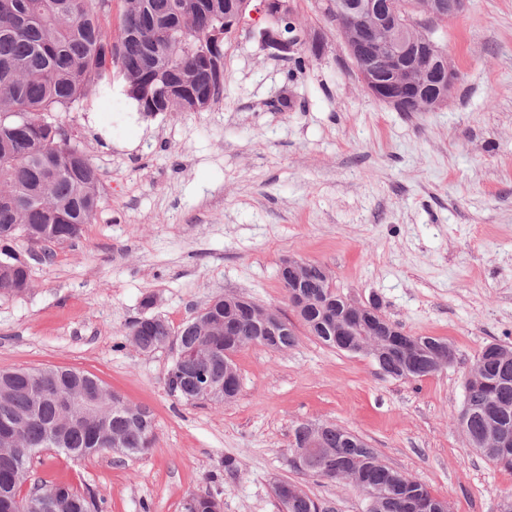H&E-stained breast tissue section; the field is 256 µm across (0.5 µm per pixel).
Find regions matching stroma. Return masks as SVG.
Instances as JSON below:
<instances>
[{
  "label": "stroma",
  "instance_id": "obj_1",
  "mask_svg": "<svg viewBox=\"0 0 512 512\" xmlns=\"http://www.w3.org/2000/svg\"><path fill=\"white\" fill-rule=\"evenodd\" d=\"M465 3L436 32L460 78L435 111L371 96L327 0H291L320 59L297 66L241 33L224 44V97L208 111L143 116L118 78L62 113L99 172L101 209L31 262L27 293L0 299V370L93 375L152 411L157 441L137 457L46 451L36 478L92 488L99 512H180L199 490L224 512H282L279 480L331 512H364L351 483L290 468L292 430L308 421L362 437L449 512H498L512 470L471 448L457 418L482 348L512 344V0ZM287 257L325 267L339 296L377 299L404 331L447 340L455 363L394 379L325 345L278 278ZM220 295L278 309L299 341L244 347L236 398L189 405L166 387L172 351L140 352L125 328L147 315L179 326Z\"/></svg>",
  "mask_w": 512,
  "mask_h": 512
}]
</instances>
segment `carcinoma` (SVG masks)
Segmentation results:
<instances>
[{"label": "carcinoma", "instance_id": "1", "mask_svg": "<svg viewBox=\"0 0 512 512\" xmlns=\"http://www.w3.org/2000/svg\"><path fill=\"white\" fill-rule=\"evenodd\" d=\"M119 30H112V0H0V236L25 240V226L53 224L40 247L77 238L92 223L102 202L96 167L79 149L72 130L53 113L88 100L93 90L120 77L125 92L146 117L160 112H205L224 94V47L209 33L224 29L232 38L234 23H224V0H121ZM425 0H389L405 25L407 40L418 47L434 39L436 26L421 21ZM295 23L297 56L320 52L302 40ZM31 287L29 266L14 278L0 280V297ZM218 320L191 318L175 329L158 316L130 323L125 330L141 352L169 344L176 348L166 384L170 394L188 403L210 401L196 386L200 376L224 377V319L235 323L242 348L265 337L244 315L220 306ZM380 372L392 378L432 376L436 353L453 349L447 341L418 337L420 353L408 355L389 336L375 337ZM465 382L464 416L468 442L488 460L512 469V347L490 342L471 366ZM89 387L82 373L69 368L0 370V428L15 429L16 447L0 454V512H40L39 496L54 502L52 512H98L96 493L41 482L22 488L37 453L56 450L73 459L97 453L100 430L116 438L123 454L139 456L156 439L147 409H130L111 394L104 423L65 422L50 390L81 392ZM313 462L302 474L328 481L350 480L364 496L366 512H411L412 500L434 501L427 486L384 464L375 449L335 424L326 425L312 449ZM209 492H193L183 512H209ZM288 512H326L307 493L291 497Z\"/></svg>", "mask_w": 512, "mask_h": 512}]
</instances>
